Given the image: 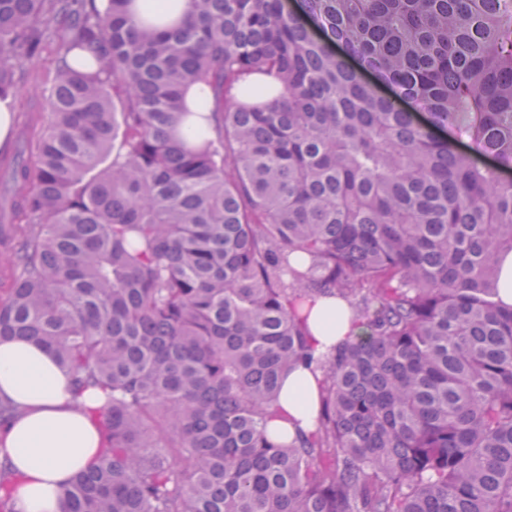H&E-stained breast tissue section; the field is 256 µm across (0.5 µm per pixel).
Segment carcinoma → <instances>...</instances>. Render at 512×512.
Returning a JSON list of instances; mask_svg holds the SVG:
<instances>
[{
  "mask_svg": "<svg viewBox=\"0 0 512 512\" xmlns=\"http://www.w3.org/2000/svg\"><path fill=\"white\" fill-rule=\"evenodd\" d=\"M131 2L0 0V99L47 13L60 36L50 120L10 164L0 340L100 402L64 512H512L504 0H189L163 29ZM313 295L363 328L319 357ZM298 365L317 426L281 442ZM13 493L0 468V512ZM499 267V298L504 306L512 307V252L501 254Z\"/></svg>",
  "mask_w": 512,
  "mask_h": 512,
  "instance_id": "carcinoma-1",
  "label": "carcinoma"
}]
</instances>
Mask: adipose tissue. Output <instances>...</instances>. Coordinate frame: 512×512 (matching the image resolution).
I'll use <instances>...</instances> for the list:
<instances>
[{
    "label": "adipose tissue",
    "instance_id": "ef3b65f1",
    "mask_svg": "<svg viewBox=\"0 0 512 512\" xmlns=\"http://www.w3.org/2000/svg\"><path fill=\"white\" fill-rule=\"evenodd\" d=\"M316 354L360 333L348 305L317 296L299 308ZM320 388L306 368L292 370L282 389L271 432H311ZM0 400L18 406L20 416L0 429V447L14 480L17 512H63L62 488L94 459L99 433L89 415L73 407L72 390L53 353L22 341H0Z\"/></svg>",
    "mask_w": 512,
    "mask_h": 512
}]
</instances>
